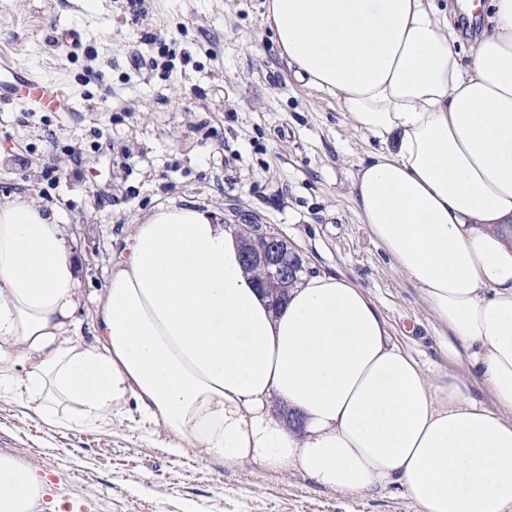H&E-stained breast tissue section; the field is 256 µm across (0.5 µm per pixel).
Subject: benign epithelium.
Masks as SVG:
<instances>
[{"label": "benign epithelium", "mask_w": 512, "mask_h": 512, "mask_svg": "<svg viewBox=\"0 0 512 512\" xmlns=\"http://www.w3.org/2000/svg\"><path fill=\"white\" fill-rule=\"evenodd\" d=\"M236 228L242 239L246 268L260 274L263 285L270 288L272 307L280 308L286 301L288 286L304 270L302 254L269 224L252 219Z\"/></svg>", "instance_id": "obj_1"}]
</instances>
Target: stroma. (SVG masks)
Returning a JSON list of instances; mask_svg holds the SVG:
<instances>
[{
  "label": "stroma",
  "mask_w": 512,
  "mask_h": 512,
  "mask_svg": "<svg viewBox=\"0 0 512 512\" xmlns=\"http://www.w3.org/2000/svg\"><path fill=\"white\" fill-rule=\"evenodd\" d=\"M262 4L0 0V58L66 94L53 111L0 102V196L30 194L68 224L82 339L135 221L174 201L273 225L308 266L363 288L429 380L463 373L447 327L363 222L350 176L371 143L335 96L295 79ZM68 25L85 40L66 58L51 38ZM171 441L133 410L56 424L0 393V453L48 482L36 512L68 500L91 512H419L395 486L351 497L299 470L177 454Z\"/></svg>",
  "instance_id": "1"
}]
</instances>
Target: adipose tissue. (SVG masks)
<instances>
[{"label": "adipose tissue", "instance_id": "obj_1", "mask_svg": "<svg viewBox=\"0 0 512 512\" xmlns=\"http://www.w3.org/2000/svg\"><path fill=\"white\" fill-rule=\"evenodd\" d=\"M295 78L377 145L351 177L374 236L466 354L495 406L432 383L368 294L306 274L280 311L213 209L139 220L75 336L79 266L56 210L0 197V391L56 423L134 405L197 456L300 470L422 512H512V0H487L461 56L434 0H265ZM46 481L0 454V512Z\"/></svg>", "mask_w": 512, "mask_h": 512}]
</instances>
